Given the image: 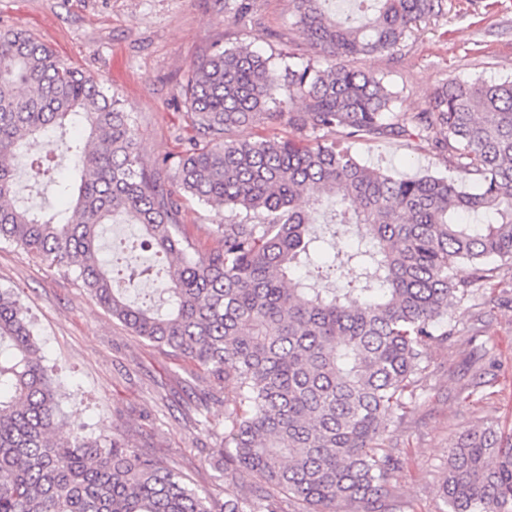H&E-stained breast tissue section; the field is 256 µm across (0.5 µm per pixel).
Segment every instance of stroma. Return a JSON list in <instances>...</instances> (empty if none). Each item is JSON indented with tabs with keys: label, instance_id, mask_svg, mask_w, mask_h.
Masks as SVG:
<instances>
[{
	"label": "stroma",
	"instance_id": "obj_1",
	"mask_svg": "<svg viewBox=\"0 0 512 512\" xmlns=\"http://www.w3.org/2000/svg\"><path fill=\"white\" fill-rule=\"evenodd\" d=\"M251 19L235 0H0V28L23 29L112 89L130 112L148 166L175 175L173 160L194 136L179 89L213 48L249 46L301 64L314 56L296 25L289 0H253ZM349 68L382 76L396 92L394 111L425 110L451 80L512 79V0H445V13L408 39L400 51L348 60ZM362 163L404 174L448 172L445 155L402 139L353 140ZM17 189L27 204L58 208L49 179L34 181L30 160L16 165ZM222 213L187 202L185 236L200 247L223 223ZM0 288L12 290L40 338L41 354L64 387L67 424L91 439L117 437L157 455L215 502L247 492L232 471L218 472L212 448L224 441L223 399L195 410L185 404L186 381L204 374L169 350L135 336L97 303L75 269L59 268L0 242ZM499 305L490 312L472 300L449 314L462 333L430 350L417 396L386 435L400 462L392 484L402 506L448 512L442 482L448 454L467 430L494 427L512 435V276L499 278Z\"/></svg>",
	"mask_w": 512,
	"mask_h": 512
}]
</instances>
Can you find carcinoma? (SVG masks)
I'll list each match as a JSON object with an SVG mask.
<instances>
[{"label":"carcinoma","instance_id":"1","mask_svg":"<svg viewBox=\"0 0 512 512\" xmlns=\"http://www.w3.org/2000/svg\"><path fill=\"white\" fill-rule=\"evenodd\" d=\"M319 68L276 63L246 47L194 62L181 88L195 131L178 156L176 186L142 161L137 128L120 100L33 34L0 29V241L75 268L101 307L151 345L192 363L224 393L232 449H212L254 485L221 505L161 459L63 421L62 385L44 363L27 313L0 290V512H398L394 459L384 436L419 387L429 347L457 332L448 300L488 288L498 260L512 269V81H450L429 108L392 111L394 93L342 64L390 52L443 0H292ZM288 106L294 135L238 139L232 128L273 122ZM80 125L66 144L72 177L57 180L70 207L46 216L13 199L15 160L35 144L39 173L55 154L48 134ZM416 137L447 156L454 175L397 177L361 164L357 138ZM224 211L203 252L180 230L185 201ZM354 225L360 248L306 278L322 237L315 215ZM136 224L140 240L99 259L103 224ZM172 258L167 308L134 304L114 287L152 268L124 264L136 248ZM466 263L471 279L453 268ZM352 277L323 288L329 275ZM449 512H512V441L494 428L463 433L448 458Z\"/></svg>","mask_w":512,"mask_h":512}]
</instances>
